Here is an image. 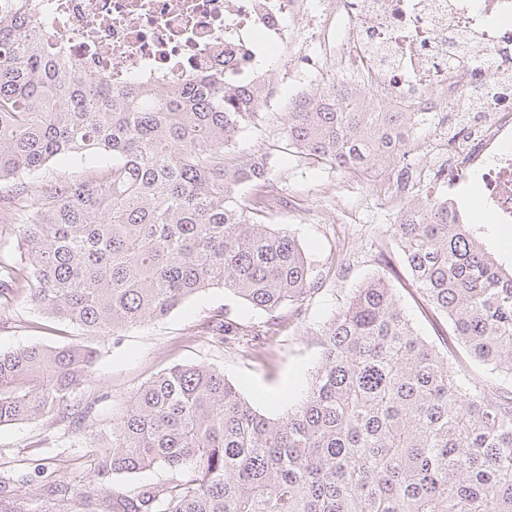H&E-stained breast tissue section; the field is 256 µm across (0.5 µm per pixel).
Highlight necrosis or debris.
Segmentation results:
<instances>
[{
    "instance_id": "necrosis-or-debris-1",
    "label": "necrosis or debris",
    "mask_w": 512,
    "mask_h": 512,
    "mask_svg": "<svg viewBox=\"0 0 512 512\" xmlns=\"http://www.w3.org/2000/svg\"><path fill=\"white\" fill-rule=\"evenodd\" d=\"M31 20L87 75L119 89L220 75L265 79L269 48L318 43L342 89L373 92L387 111L433 115L425 177L479 176L496 223L512 224V0H32ZM487 47L491 66L473 49Z\"/></svg>"
}]
</instances>
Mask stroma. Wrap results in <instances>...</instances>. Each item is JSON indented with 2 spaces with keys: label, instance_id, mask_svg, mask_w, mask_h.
Segmentation results:
<instances>
[{
  "label": "stroma",
  "instance_id": "stroma-1",
  "mask_svg": "<svg viewBox=\"0 0 512 512\" xmlns=\"http://www.w3.org/2000/svg\"><path fill=\"white\" fill-rule=\"evenodd\" d=\"M273 75L263 105L265 125L243 133L236 141L238 154L275 156V174L267 187L273 197L295 198V207L276 209L275 230L295 237L314 274L323 276L321 290L306 301L302 327L285 329L262 347L261 356L247 350L238 336L221 342L206 326L223 316L240 322L263 320V312L220 288L204 290L186 300L167 317L101 338L81 334L71 325L47 317L28 302L9 303L0 314V351L35 344L71 342L90 344L97 359L86 385L77 392L79 403L95 402L96 425L110 427L125 410L131 394L142 384L176 364H206L223 371L238 384L244 398L261 413L278 418L305 393L322 347L318 329L336 316L354 288L369 277L389 273L400 301L420 335L436 339L438 325L432 311L419 299L402 266L386 270L379 261L376 239L393 224L397 205L387 204L375 188L377 174H351L340 168L317 166L285 148L283 123L298 96L329 86L330 81L309 67L300 69L287 53L273 51L267 61ZM346 269L337 272V260ZM69 420L33 421L0 426V471L17 476L20 495L42 501L46 512L56 505L43 491L37 468L45 466L56 479L93 488L71 512H101L97 493L105 488L126 493L143 483L164 482L173 472L156 466L130 476L101 481L85 449L74 447Z\"/></svg>",
  "mask_w": 512,
  "mask_h": 512
}]
</instances>
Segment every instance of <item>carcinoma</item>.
<instances>
[{"instance_id":"1","label":"carcinoma","mask_w":512,"mask_h":512,"mask_svg":"<svg viewBox=\"0 0 512 512\" xmlns=\"http://www.w3.org/2000/svg\"><path fill=\"white\" fill-rule=\"evenodd\" d=\"M14 5L0 15V183H11L0 224L21 228L22 267L0 264V295L92 337L163 318L208 288L268 315L245 331L229 317L209 326L221 339L278 336L286 308L302 321L320 278L268 224L271 163L232 150L268 118L262 89L198 77L114 90L53 49L31 0ZM284 130L307 159L381 167L415 189L378 253L390 264L396 242L447 338L420 336L380 275L321 328L308 391L278 419L217 369L170 367L86 436L103 479L178 471L117 496L112 512H512V269L486 251L484 225L426 189L401 143L416 135L411 113L371 112L332 88L296 99ZM77 155L92 162L85 179L38 181ZM95 358L85 344L0 351V426L71 410L88 420L92 407L72 395ZM15 482L0 474V512H41Z\"/></svg>"}]
</instances>
